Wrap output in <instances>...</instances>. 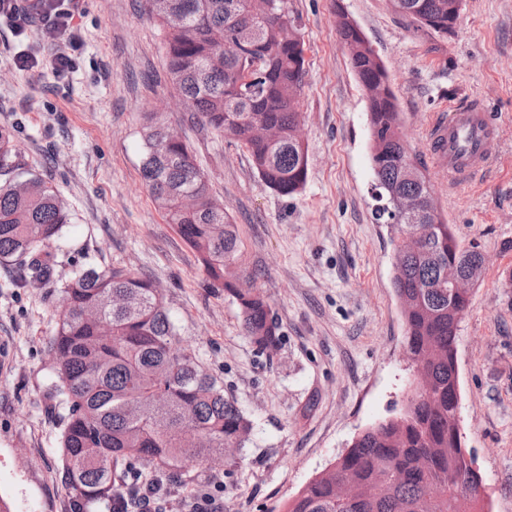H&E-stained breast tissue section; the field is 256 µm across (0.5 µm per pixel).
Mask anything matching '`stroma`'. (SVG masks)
I'll use <instances>...</instances> for the list:
<instances>
[{"mask_svg":"<svg viewBox=\"0 0 512 512\" xmlns=\"http://www.w3.org/2000/svg\"><path fill=\"white\" fill-rule=\"evenodd\" d=\"M288 5L307 70L299 101L308 174L291 197L264 183L245 148L181 108L144 0H80L73 65L62 76L41 26L19 34L0 17V125L14 127L21 163L50 179L73 213L52 249L54 276L93 265L151 278L180 345L252 422L235 464L190 468L168 485L162 512H191L205 495L221 512H285L359 434L403 412L412 370L393 246L371 217L367 98L336 33L344 10L387 69L401 130L439 208L486 258L458 330L461 430L483 477L482 512H512V0H462L450 37L418 27L389 0ZM23 54L36 58L33 70L19 69ZM466 102L494 119L498 153L452 186L429 126ZM152 113L191 146L236 225L237 270L282 327L274 355L250 343L236 301L211 285L148 196L141 131ZM18 275L17 263H0V500L10 512H69L57 378L44 352L58 312L47 289Z\"/></svg>","mask_w":512,"mask_h":512,"instance_id":"1","label":"stroma"}]
</instances>
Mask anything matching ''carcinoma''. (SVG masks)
<instances>
[{
	"label": "carcinoma",
	"mask_w": 512,
	"mask_h": 512,
	"mask_svg": "<svg viewBox=\"0 0 512 512\" xmlns=\"http://www.w3.org/2000/svg\"><path fill=\"white\" fill-rule=\"evenodd\" d=\"M393 10L430 27L448 21V0H390ZM288 0H164L149 10L161 29L165 70L179 95L219 135L243 146L261 179L291 197L307 179V146L292 130L301 120L306 69L303 42H290L295 18ZM279 18L270 17L271 12ZM340 40L362 86L377 84L383 66L336 13ZM374 182L425 204L429 233L421 253L395 270L407 354L428 370L431 392L405 412L364 431L334 465L316 475L285 512H477L480 492L458 483L462 448L455 420L457 374L449 355L464 312L448 298V264L467 272L480 252L459 243L434 203L426 172L405 166L410 146L400 129L394 93L368 100ZM151 115L143 126L141 176L157 209L197 253L213 283L235 298L243 331L262 352L280 343L269 301L248 280L233 277L238 234L224 205L203 183L204 171L180 137L167 139ZM391 241L418 228L372 213ZM72 223L59 190L24 168L11 130L0 128V263L30 257L33 284L54 287L58 322L45 351L59 379L65 414L62 481L70 512H137L158 482L182 479L225 448H243L251 421L196 357L177 346L174 326L153 281L131 270L82 268L58 283L47 249ZM199 430L185 448L181 432ZM355 493L336 497V479Z\"/></svg>",
	"instance_id": "cac0c4a2"
}]
</instances>
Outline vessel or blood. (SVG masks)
I'll return each mask as SVG.
<instances>
[{
	"label": "vessel or blood",
	"instance_id": "1",
	"mask_svg": "<svg viewBox=\"0 0 512 512\" xmlns=\"http://www.w3.org/2000/svg\"><path fill=\"white\" fill-rule=\"evenodd\" d=\"M429 133L437 143L438 162L448 170V182L460 184L489 166L497 152L495 127L480 112L466 105L449 107L433 120Z\"/></svg>",
	"mask_w": 512,
	"mask_h": 512
}]
</instances>
